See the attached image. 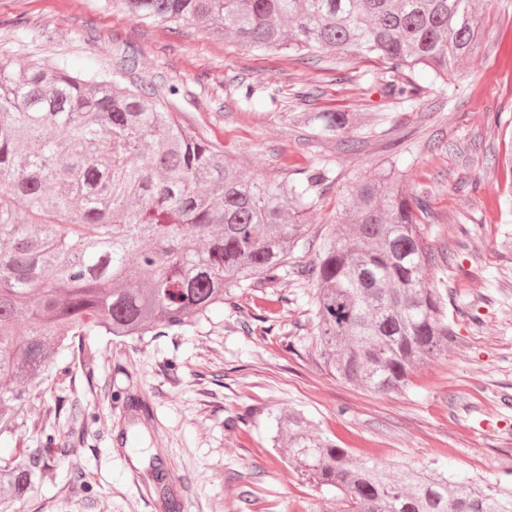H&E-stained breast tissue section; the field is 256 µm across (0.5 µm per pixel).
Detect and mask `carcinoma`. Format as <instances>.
<instances>
[{
	"label": "carcinoma",
	"mask_w": 512,
	"mask_h": 512,
	"mask_svg": "<svg viewBox=\"0 0 512 512\" xmlns=\"http://www.w3.org/2000/svg\"><path fill=\"white\" fill-rule=\"evenodd\" d=\"M141 21L206 28L259 53L374 56L383 91L413 99L404 71L449 82L477 47V0H104ZM123 85L60 59L16 67L0 58V437L59 357L96 371L98 336L141 341L184 335L211 320L224 296L285 278L307 286L312 348L336 380L376 394L399 391L438 358L455 332L446 288L428 282L426 196L388 175L357 182L322 226L307 263L308 211L329 184L314 165L270 184L224 161V149L183 125L167 95ZM325 138L354 128L347 112L289 117ZM29 323L18 329L20 319ZM58 411L81 424L72 400ZM274 445L316 486L342 494L345 512H512V488L443 472L360 460L303 412L273 416ZM42 452L0 457V487L25 512L56 478L53 435Z\"/></svg>",
	"instance_id": "cac0c4a2"
}]
</instances>
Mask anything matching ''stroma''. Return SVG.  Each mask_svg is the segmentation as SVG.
<instances>
[{"mask_svg": "<svg viewBox=\"0 0 512 512\" xmlns=\"http://www.w3.org/2000/svg\"><path fill=\"white\" fill-rule=\"evenodd\" d=\"M479 3L476 55L460 62L449 86L412 73L418 94L404 100L383 94L384 64L375 58L249 53L198 28L137 21L100 0H0V57L15 66L57 57L77 70L175 88L183 121L265 182L324 165L331 181L309 223H328L347 186L382 168L425 192L424 237L437 257L429 277L448 286L456 332L406 390L385 395L326 374L311 349L308 290L289 279L278 288L287 302L273 314L249 288L181 338L99 337L94 379L71 362L23 407L27 427L0 442L2 457L39 450L49 434L70 448L58 481L28 512H160L131 479L152 449L168 472L173 512H343L335 491L298 476L274 448L272 414L288 407L357 458L512 485V211L500 207L512 194V0ZM246 84L259 94L277 89L278 107L244 102ZM303 84L312 95L301 100ZM330 111L352 115L358 150L287 119ZM460 224L478 230L463 238ZM61 399L81 403V434L56 413Z\"/></svg>", "mask_w": 512, "mask_h": 512, "instance_id": "35a3bbf8", "label": "stroma"}]
</instances>
